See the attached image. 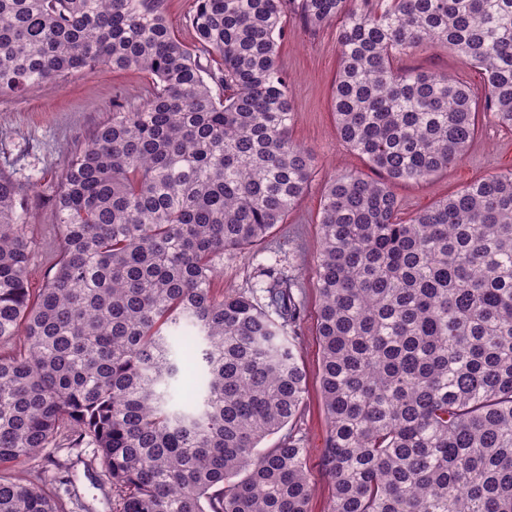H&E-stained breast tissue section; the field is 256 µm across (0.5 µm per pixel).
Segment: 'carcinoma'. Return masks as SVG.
Here are the masks:
<instances>
[{
  "label": "carcinoma",
  "mask_w": 512,
  "mask_h": 512,
  "mask_svg": "<svg viewBox=\"0 0 512 512\" xmlns=\"http://www.w3.org/2000/svg\"><path fill=\"white\" fill-rule=\"evenodd\" d=\"M338 21L336 134L384 174L324 187L316 288L328 512H512V169L409 219L393 191L512 130V0H196L191 51L161 0H0V94L137 68L53 198L61 250L35 295L24 187L0 170V466L59 435L96 448L120 512H309L295 279L217 295L312 182L278 42ZM446 45L476 97L401 56ZM219 56L214 72L202 63ZM271 448L260 444L283 429ZM0 475V512H68Z\"/></svg>",
  "instance_id": "obj_1"
}]
</instances>
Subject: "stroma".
<instances>
[{
	"label": "stroma",
	"mask_w": 512,
	"mask_h": 512,
	"mask_svg": "<svg viewBox=\"0 0 512 512\" xmlns=\"http://www.w3.org/2000/svg\"><path fill=\"white\" fill-rule=\"evenodd\" d=\"M287 36L278 62L291 87L296 113L293 139L314 155V176L308 192L265 241L248 250L225 253L214 286L232 294L256 287L262 272L276 267L301 286L304 316L298 346L305 367L306 393L300 428L307 441L308 468L316 486L311 512H327L331 487L320 470L326 420L320 388L321 346L317 336L319 296L315 271L320 229L321 192L334 175L354 172L371 176L368 164L337 137L332 88L339 62L335 24L305 28L294 12H286ZM401 69L443 73L483 90L479 69L466 64L452 49L434 47L403 56ZM150 73L138 69L95 72L74 70L62 79L31 88L21 96L0 95V169L27 187L25 203L34 241L27 272L28 286L42 288L59 250L52 214V190L58 189L71 155L90 144L96 127L112 115L114 99L131 107L143 104L152 87ZM512 169V132L482 123L462 159L425 181L399 183L393 190L403 217L431 207L471 181ZM30 474L56 485L59 494L75 489L72 512H119L117 498L92 445H77L61 436L28 465Z\"/></svg>",
	"instance_id": "obj_1"
}]
</instances>
